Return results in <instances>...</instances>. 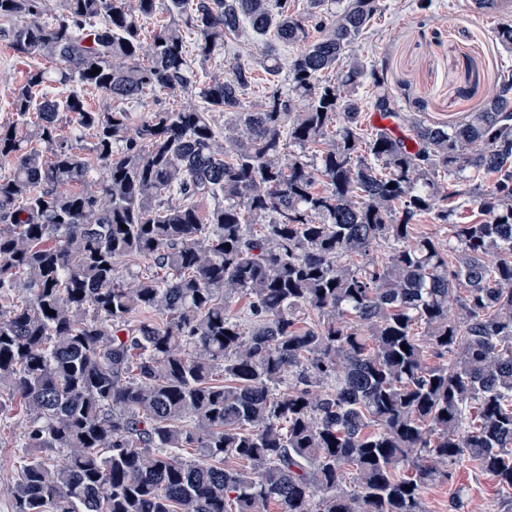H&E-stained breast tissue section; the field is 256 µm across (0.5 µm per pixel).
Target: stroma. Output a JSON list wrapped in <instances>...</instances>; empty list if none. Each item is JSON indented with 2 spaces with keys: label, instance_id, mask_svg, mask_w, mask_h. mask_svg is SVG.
Segmentation results:
<instances>
[{
  "label": "stroma",
  "instance_id": "obj_1",
  "mask_svg": "<svg viewBox=\"0 0 512 512\" xmlns=\"http://www.w3.org/2000/svg\"><path fill=\"white\" fill-rule=\"evenodd\" d=\"M465 2L379 0L380 12L354 48L367 68L383 73L399 112L419 110L429 121L458 123L496 93L499 71H512V50L495 40L499 22L512 24V13L498 22L479 21ZM470 63L478 69L480 81L476 94L466 98L459 88ZM27 69V61L17 58L9 45L0 41V123L12 120V93ZM437 180L460 207L457 222H476L479 214L473 197L477 190L491 185V177L472 179L442 172ZM23 423L16 402L0 416V512H12L10 490L20 471L23 451L18 447V435ZM421 497L426 512H457L451 506L455 500L462 504L458 512H512V496L502 493L471 460L454 466L450 477L425 486Z\"/></svg>",
  "mask_w": 512,
  "mask_h": 512
}]
</instances>
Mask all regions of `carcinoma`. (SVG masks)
<instances>
[{"label": "carcinoma", "instance_id": "obj_1", "mask_svg": "<svg viewBox=\"0 0 512 512\" xmlns=\"http://www.w3.org/2000/svg\"><path fill=\"white\" fill-rule=\"evenodd\" d=\"M324 3L0 0V40L51 64L0 124V412L20 399L29 451L13 512H425L438 464L464 458L512 489V75L459 124L405 118L353 52L378 0ZM245 24L273 78L277 47L299 48L288 92L248 101L249 63L198 80ZM367 74L409 139L360 142ZM441 169L495 175L481 221L453 222ZM424 213L455 262L412 239ZM135 258L149 270L129 278Z\"/></svg>", "mask_w": 512, "mask_h": 512}]
</instances>
